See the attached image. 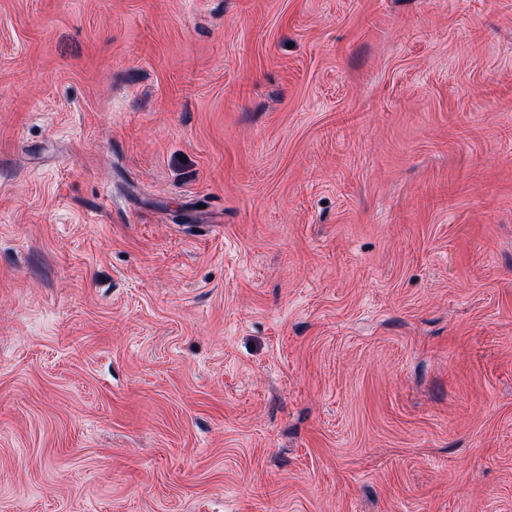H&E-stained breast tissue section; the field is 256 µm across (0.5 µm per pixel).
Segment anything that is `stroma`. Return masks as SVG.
<instances>
[{
    "label": "stroma",
    "mask_w": 512,
    "mask_h": 512,
    "mask_svg": "<svg viewBox=\"0 0 512 512\" xmlns=\"http://www.w3.org/2000/svg\"><path fill=\"white\" fill-rule=\"evenodd\" d=\"M0 512H512V0H0Z\"/></svg>",
    "instance_id": "1"
}]
</instances>
